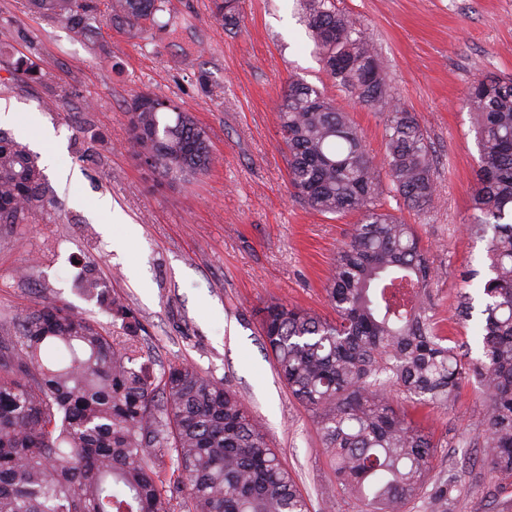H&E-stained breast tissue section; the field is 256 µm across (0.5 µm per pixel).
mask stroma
Here are the masks:
<instances>
[{"label": "stroma", "mask_w": 512, "mask_h": 512, "mask_svg": "<svg viewBox=\"0 0 512 512\" xmlns=\"http://www.w3.org/2000/svg\"><path fill=\"white\" fill-rule=\"evenodd\" d=\"M376 48L392 95L414 112L431 146L440 202L426 213L392 192L385 208L415 225L440 271L434 317L458 344L473 322L458 314L469 270L485 271L486 244L470 237L478 146L466 94L479 77H512V0H336ZM157 26L130 38L104 21L75 36L65 21L0 0V130L55 153L46 174L55 205L29 223L0 225V337L26 310L56 302L110 326L73 287V259L121 296L143 326L120 336L154 376L184 365L244 400L310 512H359L344 494L310 411L276 374L259 324L269 301L331 316L327 270L355 216L319 214L293 197L276 118L299 79L323 90L362 129L375 163L386 155L381 113L361 106L314 52L299 0H241L238 25L213 0H168ZM23 38H14L15 30ZM39 63L36 84L11 60ZM139 93L178 101L203 127L215 162L171 182L135 156L127 106ZM442 441L434 470L456 480L455 512H500L512 478L493 474L476 448L485 436L477 386L445 408L416 406Z\"/></svg>", "instance_id": "35a3bbf8"}]
</instances>
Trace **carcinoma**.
<instances>
[{"label": "carcinoma", "instance_id": "cac0c4a2", "mask_svg": "<svg viewBox=\"0 0 512 512\" xmlns=\"http://www.w3.org/2000/svg\"><path fill=\"white\" fill-rule=\"evenodd\" d=\"M82 36L102 20L94 0H27ZM328 74L361 105L385 113L379 169L347 113L308 83L291 80L276 113L294 194L320 214H354L325 279L332 319L279 301L260 329L279 376L314 416L342 490L361 512H454L455 485L431 477L441 443L403 410L396 391L446 407L473 377L485 407L483 451L512 477V78L473 82L468 102L479 147L469 232L486 242L481 305L468 292L459 313L476 318L481 357L448 345L430 315L438 277L414 225L380 208L382 178L408 208L438 198L434 159L413 112L392 101L373 45L335 0H303ZM224 24L238 0H214ZM163 0H107V16L136 36ZM131 144L170 180L214 163L204 128L181 105L149 94L127 107ZM54 194L28 147L0 131V224H25ZM74 288L125 336L141 324L88 266ZM432 489H427V486ZM309 512L292 475L242 399L192 368L152 377L140 355L65 305L22 314L16 339L0 340V512Z\"/></svg>", "mask_w": 512, "mask_h": 512}]
</instances>
